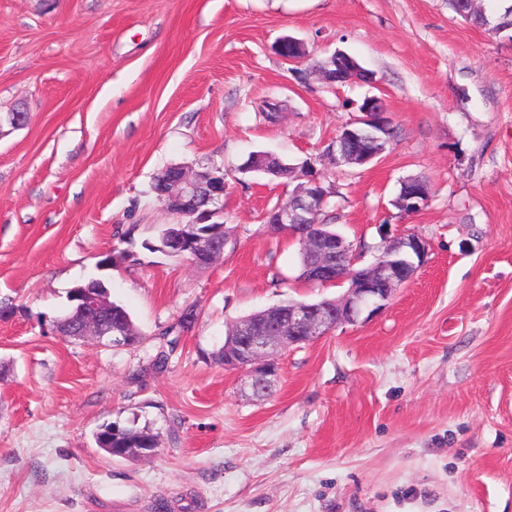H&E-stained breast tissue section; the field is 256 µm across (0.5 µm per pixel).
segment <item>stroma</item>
Here are the masks:
<instances>
[{"instance_id": "obj_1", "label": "stroma", "mask_w": 512, "mask_h": 512, "mask_svg": "<svg viewBox=\"0 0 512 512\" xmlns=\"http://www.w3.org/2000/svg\"><path fill=\"white\" fill-rule=\"evenodd\" d=\"M285 35L306 60L276 54ZM337 49L372 83L325 87ZM372 95L397 141L334 177L323 153ZM17 108L28 123L0 137V512H512V34L449 0H0V114ZM256 151L313 162L362 263L397 234L429 244L377 316L277 353L262 398L216 360L228 326L346 288L301 280L295 242L267 231L295 186L241 173ZM207 162L231 241L196 268L149 251L177 221L151 182ZM410 176L432 198L407 216ZM92 278L139 343L56 334ZM110 422L157 433L156 455L106 454Z\"/></svg>"}]
</instances>
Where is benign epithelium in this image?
Returning <instances> with one entry per match:
<instances>
[{"mask_svg": "<svg viewBox=\"0 0 512 512\" xmlns=\"http://www.w3.org/2000/svg\"><path fill=\"white\" fill-rule=\"evenodd\" d=\"M277 53L289 64L298 63L306 56L302 43L291 36L278 40ZM365 78L356 59L340 51L333 53L328 66L321 69V80L331 87L345 80ZM357 112L359 115L342 126L341 134L326 149L328 160L334 164L360 167L387 150L390 117L381 99L364 98ZM291 175L300 184L287 203L265 213L267 230L277 235H300L299 242L307 257L305 276L310 281L338 284L347 281L349 287L339 299L314 303L291 301L286 311L241 329L233 364L249 376L250 388L257 394L269 392L276 382L274 351L324 336L341 325L358 322L364 314L370 317L382 310L393 290L413 278L428 250L427 241L415 234L389 237L375 261L361 271L352 270L355 262L352 246L339 234L330 236L318 231L315 217L327 197L323 184L298 165L291 166ZM401 185L402 213L413 214L427 206L431 189L426 181L410 177ZM224 187V170L214 164L197 169L181 165L163 179L160 196L167 208L183 217L186 224L174 250L187 255L185 261L197 267L210 265L223 254L229 242V236H219V228L207 235L198 229V225L224 216ZM70 302L79 318L76 331L90 333L111 347L130 344L129 337L113 334L107 323L112 315L108 292L76 287L70 291Z\"/></svg>", "mask_w": 512, "mask_h": 512, "instance_id": "benign-epithelium-1", "label": "benign epithelium"}]
</instances>
